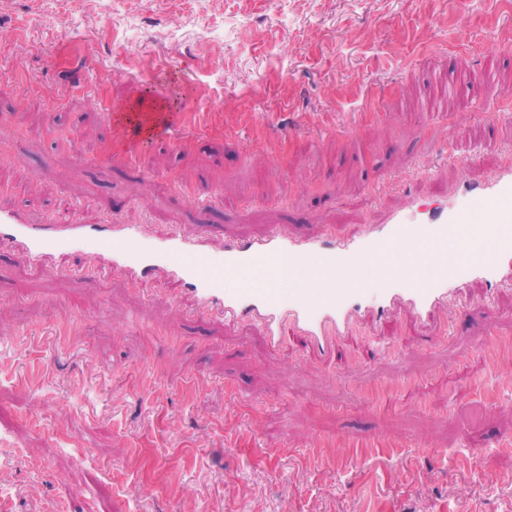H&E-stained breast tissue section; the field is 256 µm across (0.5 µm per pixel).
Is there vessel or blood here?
I'll return each instance as SVG.
<instances>
[{"instance_id":"1","label":"vessel or blood","mask_w":512,"mask_h":512,"mask_svg":"<svg viewBox=\"0 0 512 512\" xmlns=\"http://www.w3.org/2000/svg\"><path fill=\"white\" fill-rule=\"evenodd\" d=\"M490 239L491 251L482 258L458 261L438 246L460 230ZM0 245L16 247L26 264H41L61 248L101 252L113 269L135 276L162 270L187 286L203 311L225 320L251 317L271 343H278L285 327H293L318 348L325 349L346 335L366 310L393 312L396 305L411 308L427 320L434 308L462 292L468 282L512 283V167L484 182L464 186L448 203L426 208L420 202L370 225L357 236L297 233L286 224L273 225L262 238L224 248L227 274L246 277L275 261L280 272L301 278L304 288L288 295L271 289L225 288L223 277L206 269L204 245L177 232L159 240L130 224H58L36 226L15 210H0ZM405 259L403 279L368 288L356 280L360 265L371 258ZM438 270L430 288H414L417 263Z\"/></svg>"}]
</instances>
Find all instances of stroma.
<instances>
[{"label":"stroma","mask_w":512,"mask_h":512,"mask_svg":"<svg viewBox=\"0 0 512 512\" xmlns=\"http://www.w3.org/2000/svg\"><path fill=\"white\" fill-rule=\"evenodd\" d=\"M1 72L0 179L25 193L0 208L204 233L217 259L272 224L359 236L512 162V0H0ZM177 88L212 114L184 144L107 118ZM130 144L143 173L114 159ZM106 264L0 247V512H512V357L491 372L470 344L512 339V285L323 352ZM380 380L400 385L382 408ZM353 435L396 450L309 466Z\"/></svg>","instance_id":"obj_1"}]
</instances>
